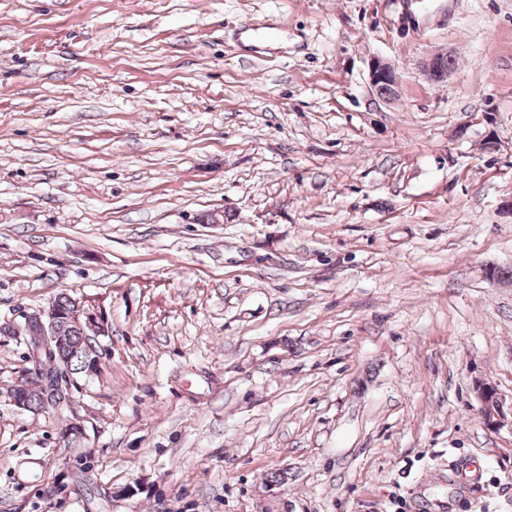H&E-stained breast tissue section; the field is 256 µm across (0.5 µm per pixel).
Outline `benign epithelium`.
<instances>
[{
    "label": "benign epithelium",
    "instance_id": "obj_1",
    "mask_svg": "<svg viewBox=\"0 0 512 512\" xmlns=\"http://www.w3.org/2000/svg\"><path fill=\"white\" fill-rule=\"evenodd\" d=\"M444 56L436 55L422 64V73L430 82H440L451 69L443 66ZM369 83L374 89L382 92L381 98L391 99L397 95L398 81L394 67L380 59L375 58L369 64ZM26 320L37 326L35 335L28 338L32 358L29 372L39 371L38 358L42 351L52 350L64 345L67 338L59 335L58 328L67 323L77 325L83 330L86 337L91 340H98V337L105 335L107 327L105 324L89 316L83 309L81 303L70 298L67 307L59 306L56 300H51L47 307L42 308L26 316ZM480 403V412L485 425L490 429H497L505 423L506 414L503 403L498 395L491 394L489 385L484 384L477 391ZM9 402L22 411L43 412L46 410H70L75 404V396L71 387L64 383H52L51 391L47 393V400L35 406L26 395L14 388L8 392Z\"/></svg>",
    "mask_w": 512,
    "mask_h": 512
}]
</instances>
